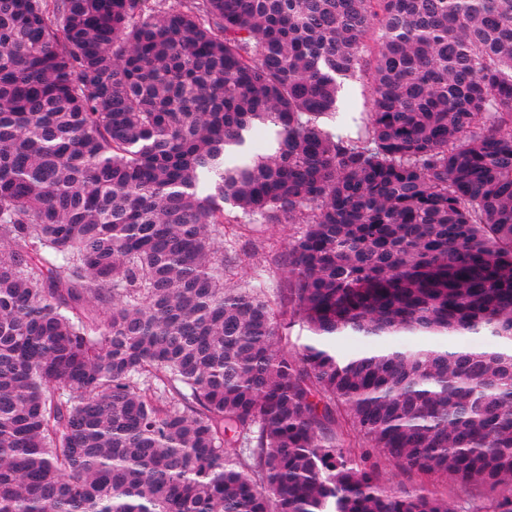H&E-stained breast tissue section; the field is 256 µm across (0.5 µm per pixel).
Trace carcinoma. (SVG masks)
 <instances>
[{"label": "carcinoma", "mask_w": 512, "mask_h": 512, "mask_svg": "<svg viewBox=\"0 0 512 512\" xmlns=\"http://www.w3.org/2000/svg\"><path fill=\"white\" fill-rule=\"evenodd\" d=\"M5 244L0 512H512V0H0ZM366 83L362 80H347L344 82L340 97V117L337 122H329L331 125L348 128L352 126V116H358L366 102ZM299 224L287 228L274 224H226L224 225V256L227 257L225 272L235 281L250 279L263 274L253 263L261 260L277 259L287 263L288 234L295 232ZM257 247L259 255L253 260L243 256ZM241 256L245 261L234 263L231 258ZM262 263V261H261ZM380 466L389 479V485L395 490H412L417 486L424 485L439 496H448V501L468 498L475 503H480L488 495L487 491L480 488L472 489L469 492L461 491L439 475L425 476L416 472L404 471L385 459L380 460Z\"/></svg>", "instance_id": "1"}]
</instances>
